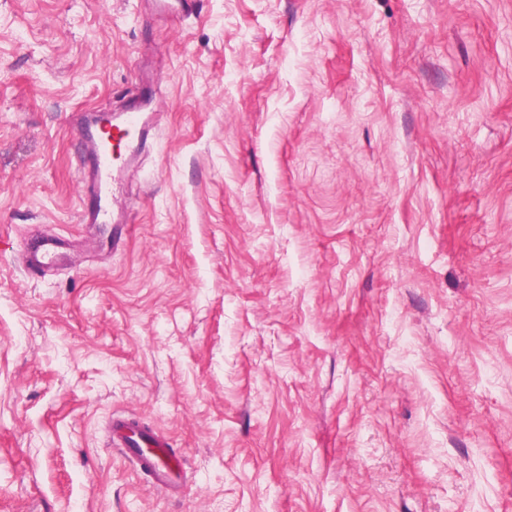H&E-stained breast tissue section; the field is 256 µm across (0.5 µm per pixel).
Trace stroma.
<instances>
[{
  "label": "stroma",
  "instance_id": "35a3bbf8",
  "mask_svg": "<svg viewBox=\"0 0 512 512\" xmlns=\"http://www.w3.org/2000/svg\"><path fill=\"white\" fill-rule=\"evenodd\" d=\"M147 11L0 0V512H512V0ZM137 96L92 241L69 117ZM59 241L60 239L55 236H45L35 240L28 250L30 252L28 268L38 273L57 263L61 259ZM112 443L124 448L147 471L160 489L170 490L180 464L170 458L163 440L143 429L140 424L125 418L112 420Z\"/></svg>",
  "mask_w": 512,
  "mask_h": 512
}]
</instances>
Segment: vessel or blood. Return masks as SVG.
Here are the masks:
<instances>
[{
	"label": "vessel or blood",
	"instance_id": "vessel-or-blood-1",
	"mask_svg": "<svg viewBox=\"0 0 512 512\" xmlns=\"http://www.w3.org/2000/svg\"><path fill=\"white\" fill-rule=\"evenodd\" d=\"M195 4L196 0H155L154 12L160 17L173 13L188 16ZM74 120L87 149L82 165L90 170L89 186L80 200V209L84 222L93 230L111 223L114 171L124 155L146 148L150 129L136 111L119 112L107 119L82 111L75 113ZM29 252L28 267L35 273L61 258L59 240L54 236L35 240ZM111 431L113 445L125 449L151 475L158 488L167 490L173 486L178 465L170 458L163 440L138 422L125 418L113 419Z\"/></svg>",
	"mask_w": 512,
	"mask_h": 512
}]
</instances>
